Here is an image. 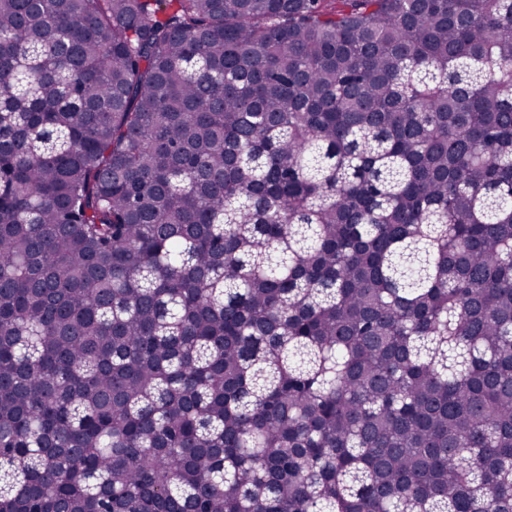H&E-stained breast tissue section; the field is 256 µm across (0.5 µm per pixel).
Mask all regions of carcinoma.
<instances>
[{
    "label": "carcinoma",
    "mask_w": 512,
    "mask_h": 512,
    "mask_svg": "<svg viewBox=\"0 0 512 512\" xmlns=\"http://www.w3.org/2000/svg\"><path fill=\"white\" fill-rule=\"evenodd\" d=\"M0 512H512V0H0Z\"/></svg>",
    "instance_id": "obj_1"
}]
</instances>
